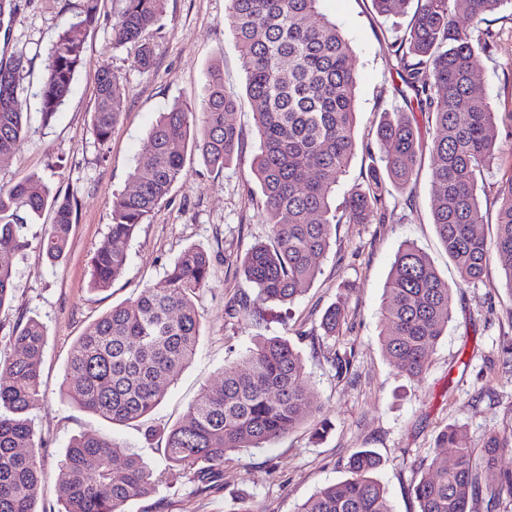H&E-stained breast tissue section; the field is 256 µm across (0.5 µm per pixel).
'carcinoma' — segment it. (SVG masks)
Instances as JSON below:
<instances>
[{"label": "carcinoma", "mask_w": 512, "mask_h": 512, "mask_svg": "<svg viewBox=\"0 0 512 512\" xmlns=\"http://www.w3.org/2000/svg\"><path fill=\"white\" fill-rule=\"evenodd\" d=\"M113 25L117 44L136 43V66L154 68L149 34L159 28L167 0H122ZM321 0H229L231 28L245 73L246 99L225 94L218 69L209 70L197 106L176 103L160 113L150 131V150L131 175L134 187L112 201L106 240L91 259L90 286L104 292L121 276L127 255L121 244L132 238L184 176L189 148L212 169H223L241 148L239 129L228 115L246 103L252 113L259 152L252 173L264 197L270 243L254 244L237 262L239 271L264 304L286 305L304 295L318 273V259L330 247L336 212L331 193L356 151L357 74L343 33L320 8ZM385 18L410 15L392 44L401 85L394 87L407 111L386 112L377 129L383 167L372 168L366 186L346 202L351 224H382L387 184L406 190L418 175L425 145L419 117L435 127L432 159V224L455 265L460 284L482 281L496 261L512 298V175L499 181L496 236L488 243L477 233L485 223L477 176L497 155L512 153V141L498 138V115L475 92L473 75L494 42L484 28L488 17L512 0H372ZM97 22L96 0H84L81 19L52 43L43 80L41 114L48 123L71 92L83 66L80 30ZM24 62H0V157L10 155L26 135ZM125 89L103 70L97 79L92 132L104 143L123 112ZM52 223L37 245L53 264L65 256L74 204L51 195L39 176L0 188V310L11 302L10 257L29 246L25 229L46 208ZM211 261L199 246L185 249L164 276L139 296L113 306L73 344L62 390L78 407L114 424L136 422L163 400L168 387L194 357L200 337L197 300L205 290ZM380 348L409 378L424 373L431 354L452 320V294L429 257L414 243L398 249L386 283ZM226 315L263 314L245 296ZM341 310L329 307L323 335L334 336ZM10 340L14 355L0 363V512H40L41 464L29 412L43 399L39 358L44 325L29 317L17 323ZM248 369L224 367V381L207 388L166 432V467L157 472L128 446L114 439L81 434L72 438L58 464V512H127L128 502L156 493L168 476L205 483L224 459L243 448H264L303 423L322 438L328 423L311 404L301 355L281 336H259L247 351ZM461 431L442 429L435 447L454 450V462L431 459L413 484L418 512H472L470 502L487 496L486 512L512 502V470L498 468L509 439L491 433L482 454L459 446ZM379 459L354 452L348 477L321 488L298 512H390L375 478Z\"/></svg>", "instance_id": "1"}]
</instances>
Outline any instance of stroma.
Segmentation results:
<instances>
[{
	"instance_id": "stroma-1",
	"label": "stroma",
	"mask_w": 512,
	"mask_h": 512,
	"mask_svg": "<svg viewBox=\"0 0 512 512\" xmlns=\"http://www.w3.org/2000/svg\"><path fill=\"white\" fill-rule=\"evenodd\" d=\"M83 0H15L11 17L0 23V59L24 60L28 88V133L15 152L0 158V187L41 176L52 192L76 200L68 251L51 264L37 246L15 255L11 307L0 310V360L11 358L10 333L20 317H35L46 328L40 361L45 397L30 418L40 443L46 473L39 495L45 512L58 507L55 476L69 441L91 433L130 446L155 469H163L167 428L197 398L203 387L223 382L224 367H245L255 337L284 336L299 351L311 400L320 405L330 428L315 438L301 426L265 448H246L225 459L219 476L204 490L184 479L160 485L148 499H136L127 512H227L246 497L252 512H297L318 489L342 481L350 454L370 449L381 459L377 478L386 489L391 512H418L410 493L431 456L453 461L454 453L436 449L435 438L454 424L469 448L483 435L512 436V297L497 265L483 280L459 286L456 270L432 224L430 161L422 159L413 190H391L382 224L349 223L348 194L364 185L371 166L381 163L376 129L383 113L405 109L394 90L398 83L390 44L405 27L403 17L375 16L371 0H322L353 51L358 76L355 136L357 150L336 187L337 225L330 248L307 292L292 304L264 305V319L228 318L224 309L244 295L249 283L235 260L266 240L263 197L252 175L258 152L253 118L247 108L231 113L243 132L244 146L222 170L207 167L189 150L186 179L126 244L122 276L105 292L89 287L90 262L107 237L114 196L133 187L130 174L150 148L148 136L160 112L174 102L193 104L202 96L210 67H220L227 94L244 93V73L233 35L224 18L228 0H167L160 28L150 37L155 68L144 75L134 63L132 44L114 45L112 25L122 0H98V22L83 29L85 64L71 92L50 123L40 113L47 49L57 34L75 22ZM489 30L497 48L482 60L476 88L498 113L499 130L512 129V20L494 14ZM109 69L126 89L123 115L107 143L91 129L97 75ZM415 242L453 288L454 314L431 355L422 378L409 380L383 356L379 346L380 311L385 283L401 243ZM191 246L211 254V275L199 308L197 352L171 384L164 400L145 420L115 425L82 410L64 396L62 382L75 340L112 306L135 298ZM344 308L337 338L319 329L324 311ZM349 354L351 369L337 374L330 352Z\"/></svg>"
}]
</instances>
